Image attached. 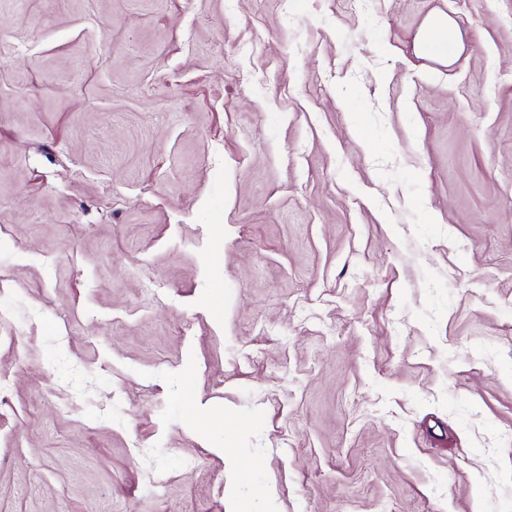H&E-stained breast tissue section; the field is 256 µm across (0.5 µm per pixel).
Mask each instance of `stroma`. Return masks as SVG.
<instances>
[{
	"label": "stroma",
	"mask_w": 512,
	"mask_h": 512,
	"mask_svg": "<svg viewBox=\"0 0 512 512\" xmlns=\"http://www.w3.org/2000/svg\"><path fill=\"white\" fill-rule=\"evenodd\" d=\"M245 503L512 512V0H0V512ZM449 23L451 24L450 20H448V18L445 16H432L428 19V21L426 23V29H430L432 34H440V33L449 34L448 30H451ZM451 27L455 33V39L451 32V34H449V35L452 38V41H451V46H450L449 51L447 49L448 40H442V41H438L437 43L445 45L446 49L435 52L445 58L450 57L455 52V50L457 49L459 42H460L459 36L456 33L452 24H451Z\"/></svg>",
	"instance_id": "obj_1"
}]
</instances>
